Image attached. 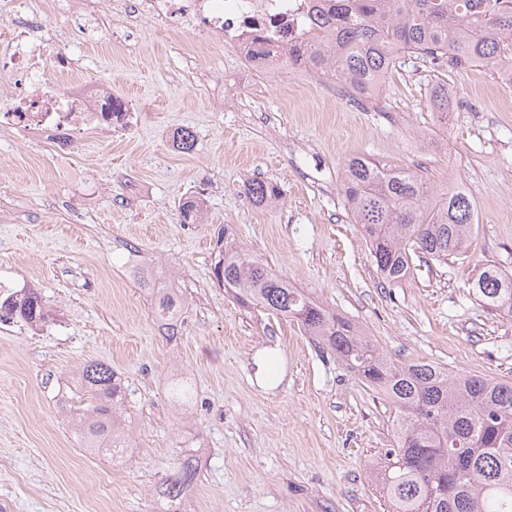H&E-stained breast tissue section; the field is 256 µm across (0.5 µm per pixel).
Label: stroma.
<instances>
[{
  "mask_svg": "<svg viewBox=\"0 0 512 512\" xmlns=\"http://www.w3.org/2000/svg\"><path fill=\"white\" fill-rule=\"evenodd\" d=\"M195 37L146 19L122 44L103 30L73 42L134 108L128 134L58 158L0 141V271L38 289L49 314L36 329L0 322V512H160L155 486L190 454L199 477L183 512H388L370 466L393 442L391 407L296 322L214 283L224 227L393 360L512 383V317L468 288L478 264L512 270V84L404 55L358 104L303 68L257 72L219 42L195 53ZM440 83L444 121L430 107ZM183 128L197 138L188 154L175 143ZM363 154L422 168L437 193L468 192L479 229L465 255L383 283L341 188ZM255 178L278 184V204L252 202ZM192 194L202 221L184 224L178 205ZM63 197L93 205L52 209ZM134 253L181 290L176 341L158 331ZM90 360L124 382L129 446L115 459L83 447L66 407ZM177 369L197 391L183 408L168 397Z\"/></svg>",
  "mask_w": 512,
  "mask_h": 512,
  "instance_id": "obj_1",
  "label": "stroma"
}]
</instances>
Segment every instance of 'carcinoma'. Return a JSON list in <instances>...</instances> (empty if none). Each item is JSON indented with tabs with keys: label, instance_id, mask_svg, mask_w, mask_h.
I'll return each instance as SVG.
<instances>
[{
	"label": "carcinoma",
	"instance_id": "carcinoma-1",
	"mask_svg": "<svg viewBox=\"0 0 512 512\" xmlns=\"http://www.w3.org/2000/svg\"><path fill=\"white\" fill-rule=\"evenodd\" d=\"M313 36L288 46L286 62L370 99L397 67L396 52L448 62L458 72L489 67L512 76V0H323ZM342 191L351 222L360 226L384 282L412 271L414 258L446 259L462 252L476 233L477 209L469 194H434L427 179L408 167L365 155L348 160ZM247 193L258 206L282 195L277 184L252 180ZM202 200L184 199L181 223L196 224ZM220 259L212 276L245 308L261 307L301 327L336 354L394 410L393 447L373 465L391 512H512V383L431 362L395 363L351 320L316 302L302 288L250 257L227 235L217 238ZM155 286V320L169 340L178 336L176 288ZM473 296L487 309L512 316V272L486 264L469 279ZM0 317L46 323L40 292L0 302ZM173 403L184 406L195 387L175 380ZM125 394L112 366L87 362L76 377L72 405L78 433L88 448L117 455L125 448L121 410ZM198 477L187 456L156 488L162 512L179 505Z\"/></svg>",
	"mask_w": 512,
	"mask_h": 512
}]
</instances>
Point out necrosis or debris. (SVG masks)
<instances>
[{
  "label": "necrosis or debris",
  "mask_w": 512,
  "mask_h": 512,
  "mask_svg": "<svg viewBox=\"0 0 512 512\" xmlns=\"http://www.w3.org/2000/svg\"><path fill=\"white\" fill-rule=\"evenodd\" d=\"M92 0H55L53 14L33 0H0V15L9 21L0 40V73L12 82L0 95V131L15 138H36L51 151L66 152L89 135L111 137L132 126L131 106L112 109V92L101 79L86 73L62 46L68 18ZM128 16L152 17L170 32L194 23L196 46L205 50L213 37L230 42L247 58L255 39L267 40L275 65L288 44L314 28L312 0H124Z\"/></svg>",
  "instance_id": "obj_1"
}]
</instances>
